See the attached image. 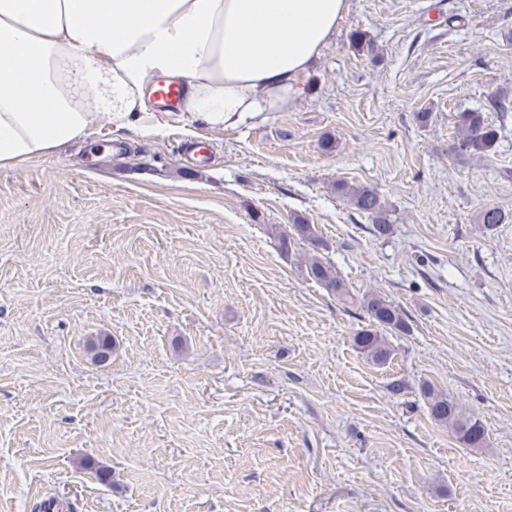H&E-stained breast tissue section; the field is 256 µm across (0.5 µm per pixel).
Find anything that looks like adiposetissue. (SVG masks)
<instances>
[{
  "label": "adipose tissue",
  "mask_w": 512,
  "mask_h": 512,
  "mask_svg": "<svg viewBox=\"0 0 512 512\" xmlns=\"http://www.w3.org/2000/svg\"><path fill=\"white\" fill-rule=\"evenodd\" d=\"M348 0H0V166L126 128L158 78L213 128L301 97Z\"/></svg>",
  "instance_id": "obj_1"
}]
</instances>
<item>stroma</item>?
Listing matches in <instances>:
<instances>
[{
	"label": "stroma",
	"mask_w": 512,
	"mask_h": 512,
	"mask_svg": "<svg viewBox=\"0 0 512 512\" xmlns=\"http://www.w3.org/2000/svg\"><path fill=\"white\" fill-rule=\"evenodd\" d=\"M500 92L512 0H349L280 111L214 129L148 109L0 167V512H512V222H478L512 214ZM466 110L499 131L487 156L448 151ZM339 180L383 196L390 235ZM297 214L352 292L404 312L389 364L354 347L365 312L306 279L308 244L268 233ZM426 384L487 447L431 420Z\"/></svg>",
	"instance_id": "1"
}]
</instances>
